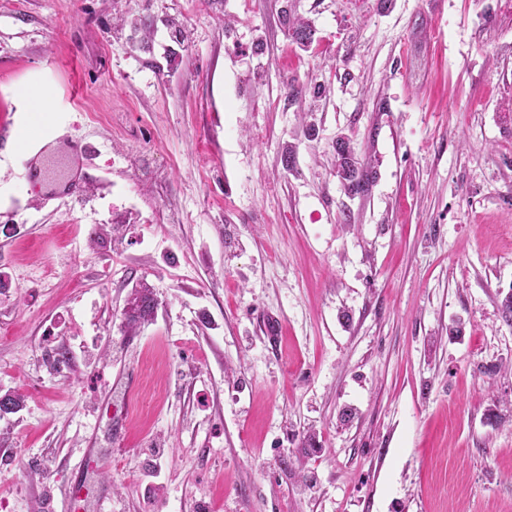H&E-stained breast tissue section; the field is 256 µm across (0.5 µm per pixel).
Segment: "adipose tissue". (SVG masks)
I'll return each instance as SVG.
<instances>
[{
	"label": "adipose tissue",
	"mask_w": 512,
	"mask_h": 512,
	"mask_svg": "<svg viewBox=\"0 0 512 512\" xmlns=\"http://www.w3.org/2000/svg\"><path fill=\"white\" fill-rule=\"evenodd\" d=\"M11 95L17 112L14 147L26 150L44 137L51 121L52 99L46 84L36 76L14 86Z\"/></svg>",
	"instance_id": "ef3b65f1"
}]
</instances>
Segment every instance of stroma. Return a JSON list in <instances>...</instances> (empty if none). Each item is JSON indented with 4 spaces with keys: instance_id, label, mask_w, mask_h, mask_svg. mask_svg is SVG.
Returning a JSON list of instances; mask_svg holds the SVG:
<instances>
[{
    "instance_id": "obj_1",
    "label": "stroma",
    "mask_w": 512,
    "mask_h": 512,
    "mask_svg": "<svg viewBox=\"0 0 512 512\" xmlns=\"http://www.w3.org/2000/svg\"><path fill=\"white\" fill-rule=\"evenodd\" d=\"M430 2L0 0V512H512V0ZM16 105L13 142L16 150H27L45 135L51 121L53 104L46 84L34 76L11 89ZM337 171L336 174L350 196L361 195L366 191L369 174L364 166L354 157L350 139L336 141ZM155 308L156 300L151 288L145 284L136 288L131 293L127 308L123 313L127 327L135 330L151 320Z\"/></svg>"
}]
</instances>
